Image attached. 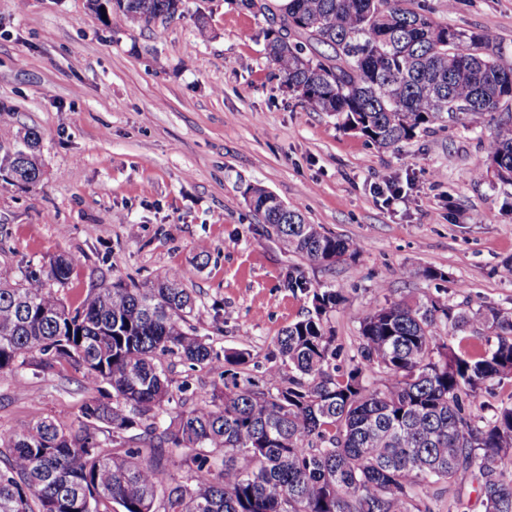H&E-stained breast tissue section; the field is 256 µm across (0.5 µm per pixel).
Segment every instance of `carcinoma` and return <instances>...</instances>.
Segmentation results:
<instances>
[{
    "instance_id": "carcinoma-1",
    "label": "carcinoma",
    "mask_w": 512,
    "mask_h": 512,
    "mask_svg": "<svg viewBox=\"0 0 512 512\" xmlns=\"http://www.w3.org/2000/svg\"><path fill=\"white\" fill-rule=\"evenodd\" d=\"M104 23L173 19L183 0H87ZM265 32L284 85L383 149L451 121L472 124L512 103V63L496 37L438 22L402 0H287ZM330 49L307 53L311 43ZM41 135L0 139V175L40 183ZM512 186V121L494 125L486 168ZM263 231L308 264L330 267L361 244L306 221L300 205L265 204L248 185ZM58 256L19 282L0 278V379L62 362L89 397L76 422L51 418L0 435V512H434L440 490L476 483L481 512H512V394L478 401L512 379V308H461L435 297L370 301L357 353L341 357L329 326L343 289L313 285L300 268L288 287L309 307L266 356L261 381L231 368L248 353L215 348L190 324L196 297L165 272L144 286L118 281L75 307ZM486 336L485 348L470 338ZM175 357L222 384L174 382ZM108 433L105 448L98 433Z\"/></svg>"
}]
</instances>
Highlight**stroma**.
<instances>
[{
	"instance_id": "1",
	"label": "stroma",
	"mask_w": 512,
	"mask_h": 512,
	"mask_svg": "<svg viewBox=\"0 0 512 512\" xmlns=\"http://www.w3.org/2000/svg\"><path fill=\"white\" fill-rule=\"evenodd\" d=\"M263 2L249 12L235 0H185L181 18L115 31L86 0H0V138L37 129L44 162L36 187L0 184V276L70 256L59 294L75 306L90 289L167 272L196 296L199 333L247 350V371L260 376L308 303L287 285L297 257L262 234L244 200L258 184L361 242L357 258L306 269L344 291L330 318L343 353L354 352L381 281L391 300L511 308L500 270L512 258V187L474 175L492 124L437 123L395 150L339 128L279 78L264 35L281 0ZM423 4L436 21L491 31L512 62V0L406 2ZM385 177L404 189L390 205L374 191ZM411 267L445 277L406 278ZM85 397L71 366L22 369L0 380V433L46 417L71 424Z\"/></svg>"
}]
</instances>
